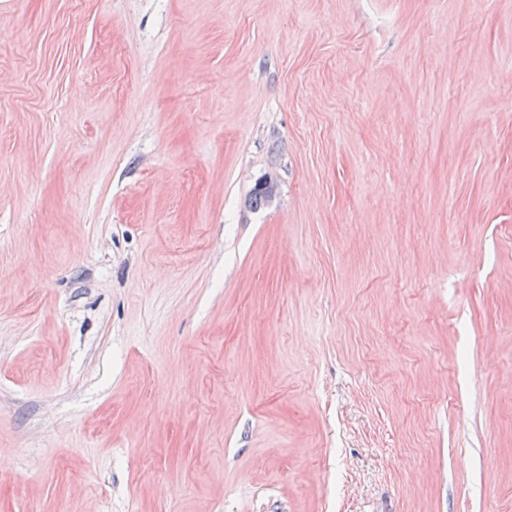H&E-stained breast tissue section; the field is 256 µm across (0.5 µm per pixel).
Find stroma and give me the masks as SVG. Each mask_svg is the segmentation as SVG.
Segmentation results:
<instances>
[{
  "mask_svg": "<svg viewBox=\"0 0 512 512\" xmlns=\"http://www.w3.org/2000/svg\"><path fill=\"white\" fill-rule=\"evenodd\" d=\"M0 186V512H512V0H0Z\"/></svg>",
  "mask_w": 512,
  "mask_h": 512,
  "instance_id": "stroma-1",
  "label": "stroma"
}]
</instances>
